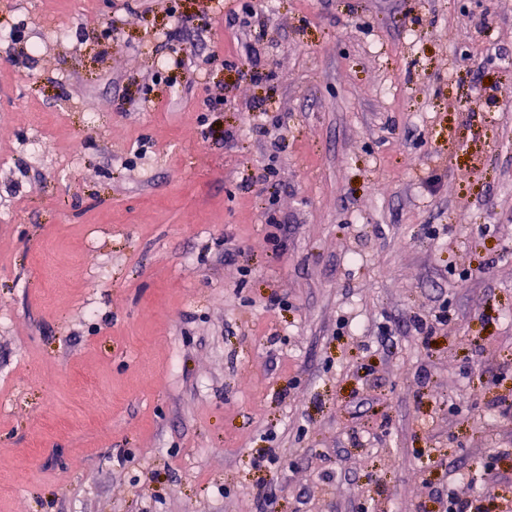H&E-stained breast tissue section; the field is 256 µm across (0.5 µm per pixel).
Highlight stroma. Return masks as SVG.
I'll return each mask as SVG.
<instances>
[{"instance_id": "1", "label": "stroma", "mask_w": 512, "mask_h": 512, "mask_svg": "<svg viewBox=\"0 0 512 512\" xmlns=\"http://www.w3.org/2000/svg\"><path fill=\"white\" fill-rule=\"evenodd\" d=\"M241 6L0 0V512L512 485V0Z\"/></svg>"}]
</instances>
